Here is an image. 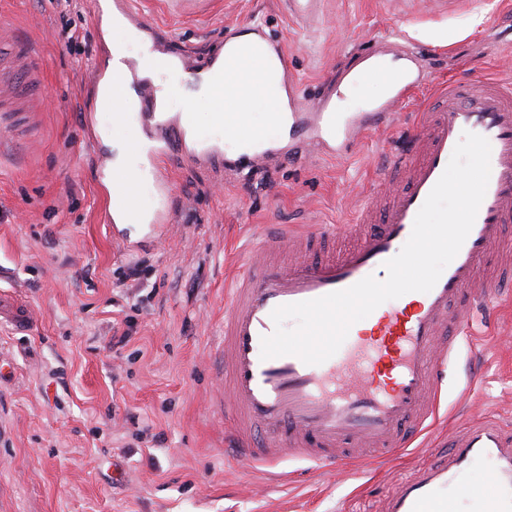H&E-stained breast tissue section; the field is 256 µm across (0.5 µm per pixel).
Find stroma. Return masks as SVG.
Masks as SVG:
<instances>
[{"label": "stroma", "mask_w": 512, "mask_h": 512, "mask_svg": "<svg viewBox=\"0 0 512 512\" xmlns=\"http://www.w3.org/2000/svg\"><path fill=\"white\" fill-rule=\"evenodd\" d=\"M62 20L57 0H0V29L35 43L42 94L21 130L0 127V291L35 318L28 334L0 323V512H379L393 485L434 461L449 427L487 413L512 426V294L476 309V336L448 365L446 425L417 435L396 458L349 475L285 458L274 470L237 461L224 445L208 354L224 329V289L267 224L351 223L365 191L427 99L399 106L359 148L301 163L269 162L217 179L205 167L167 164L176 194L160 243L122 255L104 225L111 200L86 156L79 105L95 64L129 46L147 75L130 23L97 33L89 0ZM165 38L155 54L191 52L205 62L229 25L262 19L283 41L307 94L377 37L407 34L437 45L431 82L512 74V0H465L438 12L433 0H322L308 22L282 0H209L180 15L170 0H136ZM148 273L125 287L130 341L112 346L119 268Z\"/></svg>", "instance_id": "35a3bbf8"}]
</instances>
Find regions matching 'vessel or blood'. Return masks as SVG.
Segmentation results:
<instances>
[{
  "label": "vessel or blood",
  "mask_w": 512,
  "mask_h": 512,
  "mask_svg": "<svg viewBox=\"0 0 512 512\" xmlns=\"http://www.w3.org/2000/svg\"><path fill=\"white\" fill-rule=\"evenodd\" d=\"M249 31L246 49L230 54L216 47L208 67L212 92L224 104L225 131L249 146V157L257 163L278 147L255 139L239 101L241 90L268 59L283 67L288 61L261 24ZM31 61L25 44L0 46V103L15 105L8 90ZM360 61L367 75L386 81V98L357 112H340L335 90L309 101L294 78L283 76V93L275 98L283 138L298 141L309 133L351 148L365 131L386 122L425 78L416 58L391 62L373 46ZM229 71L236 73L237 84H225ZM103 80L111 91L85 105V124H92L101 106L112 110L115 123L124 124L137 105L146 128L136 143L140 168L105 173L112 203L101 220L131 254L162 238L173 221L171 181L161 159L179 154L189 163L219 164L224 140H199L188 113L164 111L159 86L135 83L121 59L90 71L91 84ZM466 132L489 141L490 179L469 235L435 286L378 306L363 324L351 326L338 352L321 364L308 365L292 355L262 359L260 339L273 332L276 307L347 289L368 276L385 279V262L409 239L418 211ZM146 179L152 180L157 198L149 212L139 206ZM131 223L142 226L140 241L128 238L125 227ZM511 223L512 79L478 76L450 82L418 112L405 146L381 170L353 223L306 230L282 226L265 233L227 291L224 337L214 357L222 382L224 438L239 459L272 467L289 456L347 474L370 459L405 451L410 430L427 428L436 418L448 361L461 344L470 311L512 285V263L494 262L495 252L507 244L504 232ZM481 458L495 461L496 478L474 486L467 471ZM469 498L481 500L482 512H512V429L491 416H479L453 432L447 454L399 483L383 512H460Z\"/></svg>",
  "instance_id": "1"
}]
</instances>
